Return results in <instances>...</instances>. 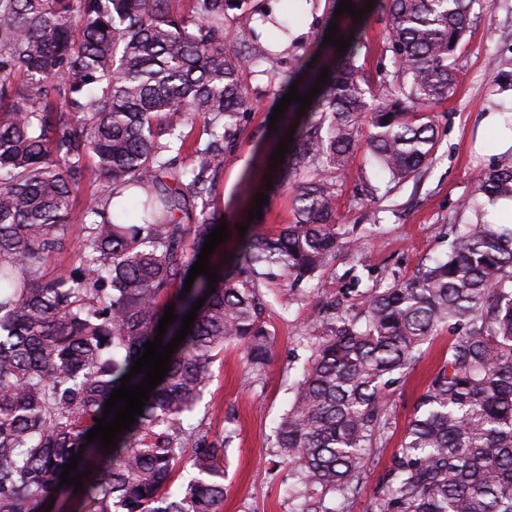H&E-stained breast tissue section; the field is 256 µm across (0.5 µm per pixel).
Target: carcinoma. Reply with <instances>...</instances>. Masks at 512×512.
<instances>
[{"mask_svg":"<svg viewBox=\"0 0 512 512\" xmlns=\"http://www.w3.org/2000/svg\"><path fill=\"white\" fill-rule=\"evenodd\" d=\"M247 0H0V512H45L73 453L97 458L74 512H219L224 439L184 423L209 384L207 363L243 347L256 377L272 341L262 319L264 281L294 282L331 263L340 246L336 184L361 137L389 181L429 163L436 123L424 109L454 95L457 56L474 10L488 0H374L384 14L390 65L371 83L358 30L341 56L316 40L288 48L272 69L283 90L305 94L316 55L330 70L295 128L272 190L291 186L295 222L245 236L224 259L215 292L171 356L143 415L117 447L86 443L104 404L154 339L175 283L216 228L214 178L253 105L240 73L270 57L242 50L255 32ZM238 30L223 40L224 21ZM202 124L191 166L184 129ZM105 179L83 208L74 265L42 270L70 242L87 163ZM512 199V166L474 179L470 203ZM199 210L195 224L183 217ZM208 291L199 275L185 310ZM361 309H324L322 331L294 400L274 429L288 460L296 512H328L330 495L356 492L371 449L391 426L386 389L410 373L438 331L453 336L376 493L372 512H512V231L459 224L444 258L408 280L363 293ZM87 444L85 450L80 445ZM199 478L175 497V469Z\"/></svg>","mask_w":512,"mask_h":512,"instance_id":"carcinoma-1","label":"carcinoma"}]
</instances>
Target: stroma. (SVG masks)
I'll return each instance as SVG.
<instances>
[{"label": "stroma", "instance_id": "obj_1", "mask_svg": "<svg viewBox=\"0 0 512 512\" xmlns=\"http://www.w3.org/2000/svg\"><path fill=\"white\" fill-rule=\"evenodd\" d=\"M340 0H311V21L297 38L311 45L330 24L346 28L348 15L336 14ZM361 61L367 76L387 63L385 22L380 13L362 23ZM255 107L243 122L224 168L214 181L217 218L228 225V238L209 263L220 268L239 241L237 227L279 232L293 221L292 192L267 197L263 224L248 223L256 194L267 180L265 153L274 133L269 117L279 101L265 77L244 71L241 77ZM457 93L435 103L438 137L433 158L422 172L397 188L389 200L372 204L365 194L385 179L371 164L365 147L354 152L345 176L337 183L336 221L348 231L349 246L307 282L287 285L284 278L266 282L264 320L274 338L263 379L245 365L239 346L227 345L208 363L210 384L191 416L216 437L231 435L224 456V502L220 512H295L288 489V468L273 446V429L294 395V384L306 363V336L317 335L319 308L331 302L358 303L361 291L406 281L430 259L444 257L455 226L481 221V209L465 208L475 172L507 163V156L479 155L473 149L476 119L482 112L512 113V0H493L488 10L472 14L466 41L459 51ZM448 332L425 345L414 370L386 393L392 427L385 445L372 452L359 494L346 512H369L379 482L399 446L417 399L448 355Z\"/></svg>", "mask_w": 512, "mask_h": 512}]
</instances>
